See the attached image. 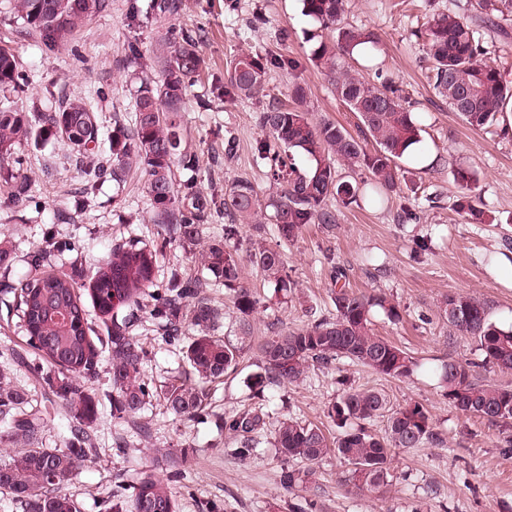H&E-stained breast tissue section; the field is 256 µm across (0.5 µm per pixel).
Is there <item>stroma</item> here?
I'll return each instance as SVG.
<instances>
[{
    "label": "stroma",
    "mask_w": 512,
    "mask_h": 512,
    "mask_svg": "<svg viewBox=\"0 0 512 512\" xmlns=\"http://www.w3.org/2000/svg\"><path fill=\"white\" fill-rule=\"evenodd\" d=\"M447 2L353 0L347 15L349 23L380 34L379 60L409 92L419 113L420 147L434 166L411 177L418 220L400 219L404 198L397 191L381 207L364 203L341 209L333 228L307 225L290 244L280 243L271 224L261 234L248 225L241 230L243 248L257 241L281 246L297 285L293 300L280 302L249 260H242L241 284L259 300L253 315L256 336L304 328L331 311L332 275L338 270L345 274L346 286L384 294L395 304L399 321L376 309L373 328L416 362L413 373L403 378L385 377L345 359L327 369L312 368L301 381L266 387L264 404L271 417L321 424L329 403L339 400L344 388H370L384 392L394 408L423 405L441 439L437 445L394 449L390 486L384 493L355 488L348 481L347 462L327 456L316 467L320 512H512V447H506L501 427L462 416L451 407L438 376L442 364L466 360L480 381L512 387V372L485 363L473 340L454 334L439 315L448 297L464 294L483 303L493 322L512 325V118H499L493 134L471 130L429 88L423 52L407 40L417 23ZM147 3L109 0L107 10L80 32V63L67 47L49 49L37 35L19 34L18 22L0 13V44L15 51L30 77L17 99L29 106L80 96L97 113L100 142L108 144L114 127H131V77L152 66L158 35L173 23L202 30L199 47L206 61L183 113L187 149L196 163L191 170L174 164L176 182L192 178L210 192L243 179L259 195L269 193L266 168L253 150L263 136L258 124L262 101L227 93V69L244 50L299 63L293 71L271 69L268 99L289 103L292 84L302 83L313 120L329 119L355 131L356 116L337 99L312 60L317 25L303 14L300 0H182L183 9L171 22L143 14ZM257 15L264 17V25L254 26ZM201 98L209 100V109L199 108ZM24 155L29 202H15L11 187L0 182V242L12 246L15 256L9 279L29 276L28 252L49 240L67 242L70 251L55 253L50 266L72 274L83 289L114 245L132 238L149 244L165 232V225L149 221L142 170L131 169L122 183L108 178L89 190L63 141L26 148ZM460 167L476 171L475 193L497 223L476 224L456 211L454 172ZM433 196L438 199L434 206L429 203ZM421 238L429 248L418 254L415 242ZM6 280L0 278V289ZM132 336L146 352L142 377L150 386L162 384L168 372H188V365L179 362L178 346L166 344L149 326L135 327ZM242 345L237 370L212 386V412L204 422L176 420L159 404L143 421L116 419L110 404H102L95 425L98 455L65 486V493L81 503L83 512H101L117 482L150 467L167 450L183 449L189 462L185 479L175 486L179 512H207L211 506L216 512H289L294 494L280 482L285 461L270 451L240 461L231 453L232 439L220 428L221 416L255 402L249 383L259 359L251 343ZM8 348L21 355L20 361L8 364L15 382L32 386L35 351L17 317L0 311V353ZM144 421L151 427L147 436L139 431Z\"/></svg>",
    "instance_id": "35a3bbf8"
}]
</instances>
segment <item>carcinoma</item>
<instances>
[{
  "mask_svg": "<svg viewBox=\"0 0 512 512\" xmlns=\"http://www.w3.org/2000/svg\"><path fill=\"white\" fill-rule=\"evenodd\" d=\"M16 20L34 32L49 47L71 43L79 30L102 13L108 0H8ZM302 12L329 31L320 38L312 59L331 84L338 100L359 120L354 136L343 126L316 122L304 108L307 93L296 83L294 105L271 103L259 111L258 122L266 137L256 141L258 159L267 167L276 195L262 201L255 187L236 181L224 189V198L204 191L194 180L176 185L172 166L180 161L195 166V156L183 147L182 112L188 89L200 76L204 59L199 51L201 34L170 27L156 47L160 77L142 76L131 93L133 122L130 129L112 130V162L89 172L91 180L106 177L120 183L135 166L147 175L152 221L167 225V238L189 248L202 245L201 273L184 277L170 273L167 283L156 279L160 249L131 239L112 248L105 267L92 277L93 307L104 316L102 334L89 324V310L75 288L72 275L44 272L51 250L42 247L29 255L35 271L32 278L10 288L12 307L28 341L51 371L37 369L34 376L47 390L45 401L64 406L71 415V437L61 448L43 445L44 418L28 409L31 391L12 383L0 366V422L4 440L15 445L0 450V499L8 500L13 512H81L80 503L62 492L85 463L96 457L93 424L98 419L95 391L81 389L73 377H98L102 354L108 353L112 391V416L137 418L153 402L180 421L194 422L211 407L209 384L237 368L242 349L215 335L224 320L222 309L202 295L212 283L232 292L233 307L241 314L238 329L251 339L250 317L257 309L253 293L240 286L242 267L238 257L240 228L245 224L261 231L266 221L275 224L279 238L296 239L309 224L331 227L339 209L363 197L373 204L384 201L381 191H395L403 178L398 160L410 156L409 148L421 142V126L409 94L395 80L385 77L374 64L381 38L375 30L345 22L350 0H301ZM149 13L176 17L182 0H150ZM512 20V0H468L433 14L411 31L422 46L426 79L434 93L459 113L473 130L489 132L506 100L512 98L507 83L494 63L485 30ZM373 72L374 77L367 76ZM269 66L266 58L252 52L239 54L230 64L228 80L234 95L257 99L264 96ZM29 82V75L14 52L0 46V90L16 91ZM40 114L9 100L0 103V181L11 185L17 200L29 198L27 177L20 174L21 149L41 141L60 139L77 158L94 154L99 145L100 125L96 112L81 97L40 105ZM373 148H367L368 142ZM307 166L299 168L295 156ZM361 169L370 175V187L359 188L338 177L336 163ZM455 179L461 191L457 209L474 223H491L494 217L475 204L473 171L460 168ZM229 216L224 236L201 243L205 225L218 208ZM250 262L264 281L288 291L285 254L278 248L258 246ZM334 313L305 329L284 330L260 342L257 355L260 372L251 377L255 394H263L274 382L300 379L312 363L328 366L349 359L389 377L409 375L414 361L402 348L377 335L370 321L379 307L399 318L385 296L367 295L342 286L331 290ZM441 317L453 332L474 340L484 360L502 371H512V326L492 322L482 303L459 294L449 297ZM152 321L156 332L169 344L184 330L193 332L182 351L197 381L173 375L160 387L142 378L146 351L130 337L138 322ZM440 377L447 388L448 403L466 417L490 423H512V389L486 384L473 374L472 363L448 362ZM384 394L371 389L349 388L327 409V417L340 428L349 421L357 425L330 439L316 424L293 417L278 419L268 429L270 414L261 405L226 415L223 427L234 439V454L245 461L261 450L266 433L275 455L301 462L302 469H286L281 482L296 496L290 512H313L320 487L311 465L333 453L351 466L349 480L358 488L380 490L388 485L391 451L439 442L427 409L419 404L387 412ZM389 413L386 435L370 433L365 423ZM107 512H177L169 483L143 471L130 484L109 494Z\"/></svg>",
  "mask_w": 512,
  "mask_h": 512,
  "instance_id": "cac0c4a2",
  "label": "carcinoma"
}]
</instances>
